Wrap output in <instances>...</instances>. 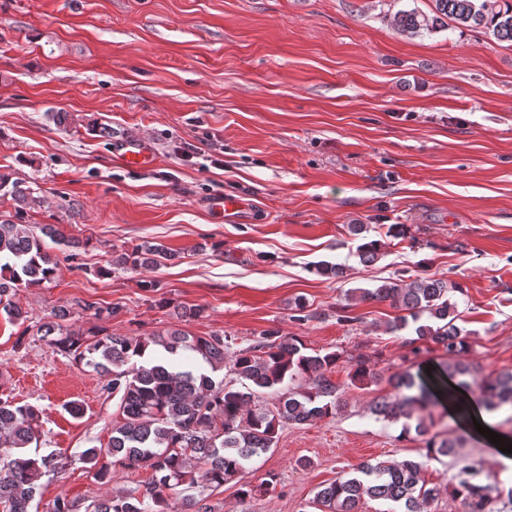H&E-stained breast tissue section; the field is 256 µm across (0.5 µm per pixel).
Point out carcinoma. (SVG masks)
Returning a JSON list of instances; mask_svg holds the SVG:
<instances>
[{
  "instance_id": "cac0c4a2",
  "label": "carcinoma",
  "mask_w": 512,
  "mask_h": 512,
  "mask_svg": "<svg viewBox=\"0 0 512 512\" xmlns=\"http://www.w3.org/2000/svg\"><path fill=\"white\" fill-rule=\"evenodd\" d=\"M432 13L415 9L394 14L392 25L406 37L438 28L446 17L462 28L482 29L500 42L512 44V0H433ZM15 202L14 213L0 214V312L13 322L27 321V312L13 301L20 288L53 281L58 260L49 243L76 247L78 243L46 224L35 232L26 223L27 211L40 204L35 189L9 174H0V191ZM378 239L361 243L358 256L365 266L382 256ZM175 257L163 244L145 241L113 256L119 267L146 268ZM460 284L429 276L391 279L375 288L348 291L351 300L388 301L401 311L394 330L413 327L419 340L445 349L459 360L448 365V376L470 387L469 365L460 359L468 350L454 296ZM69 313L61 309L36 334L81 366L105 378L104 389L119 397L120 420L112 426L105 448H87L83 463L100 484L109 482L110 467H142L151 475L140 496L106 493L85 508L65 497L55 498L49 512H211L207 497L194 495L197 487L219 488L240 474L247 462L273 448L286 425H303L336 414V385L326 372L336 367L338 355L303 352L296 336L271 330L253 345L228 357L224 336H191L178 329L127 336L116 333L73 331L64 324ZM227 370L230 380L215 373ZM310 386H290L297 379ZM351 380L362 386L379 380L369 360L357 359ZM389 383L395 398H381L372 411L388 420H407L400 438L409 432L414 406L431 403L420 377L409 371L395 374ZM264 389L278 393L270 407L254 399ZM480 402L488 409L512 406V373H502L476 385ZM457 444L426 441V457L455 453ZM62 453L41 452L39 411L30 404L0 400V512H29L40 494V481L65 467ZM362 477L339 478L323 485L312 499L318 512H358L365 498L399 506V512H428L439 488L421 479L422 463L413 458L399 462L362 463ZM475 472L463 468L448 493L462 499L468 512H485L488 502L502 496L498 485L473 482ZM512 498V488L506 492Z\"/></svg>"
}]
</instances>
